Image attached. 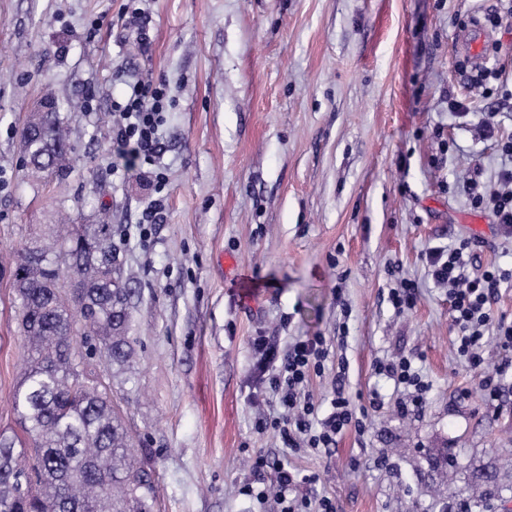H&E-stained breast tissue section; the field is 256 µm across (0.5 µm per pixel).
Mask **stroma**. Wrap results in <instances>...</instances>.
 I'll list each match as a JSON object with an SVG mask.
<instances>
[{"label": "stroma", "instance_id": "1", "mask_svg": "<svg viewBox=\"0 0 512 512\" xmlns=\"http://www.w3.org/2000/svg\"><path fill=\"white\" fill-rule=\"evenodd\" d=\"M497 2L143 0L144 53L115 22L122 0H0V431H21L11 263L60 212L93 224L107 209L137 290L135 354L89 367L155 473L154 512H277L242 492L275 480L252 469L259 453L319 474L300 491L336 512H464L476 483L484 512L512 505V371L497 374L492 337L483 367L459 358L448 290L425 261L471 237L478 266L512 267V237L487 212L473 236L462 189L472 164L489 188L512 165L500 150L512 139V22L487 33L497 76L485 88L458 49ZM141 74L164 77L171 95L160 193L152 166L112 172V103ZM48 94L86 107L65 114L72 171L32 181L18 130ZM159 196L162 222L141 238ZM404 279L419 294L400 312L389 291ZM314 335L339 339L308 384L320 415L340 386L367 407L366 428L327 454H287L255 430L277 405L254 373L253 339L283 348ZM398 357L429 384L423 412L401 413L411 389L374 370ZM487 376L493 402L479 390Z\"/></svg>", "mask_w": 512, "mask_h": 512}]
</instances>
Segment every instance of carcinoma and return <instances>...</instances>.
Segmentation results:
<instances>
[{"mask_svg":"<svg viewBox=\"0 0 512 512\" xmlns=\"http://www.w3.org/2000/svg\"><path fill=\"white\" fill-rule=\"evenodd\" d=\"M23 139L35 178L72 168L69 131L57 99ZM112 225L73 224L51 243L39 239L13 262L18 334L26 353L13 405L25 439L0 433V512H152L155 486L139 465L109 387L82 370L81 347L107 365L132 356L129 336L136 290L119 262ZM82 285L75 307L60 287ZM91 320L80 322L81 309Z\"/></svg>","mask_w":512,"mask_h":512,"instance_id":"obj_1","label":"carcinoma"}]
</instances>
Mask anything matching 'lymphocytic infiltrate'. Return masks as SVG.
<instances>
[{
  "mask_svg": "<svg viewBox=\"0 0 512 512\" xmlns=\"http://www.w3.org/2000/svg\"><path fill=\"white\" fill-rule=\"evenodd\" d=\"M168 102L166 82L146 76L128 81L121 99L112 103L117 116L112 126V149L116 157L127 170L139 163L155 166L156 184L161 188L166 185V176L158 169L165 154L161 128ZM466 191L473 209L492 212L504 231L512 233V169L500 171L496 188L484 190L472 180L467 183ZM472 244V239L464 238L449 248H431L425 260L434 282L448 289L449 313L458 329L454 339L457 353L476 369L484 363L482 340L486 327L495 326L501 347L512 349V321L495 316L493 311L498 289L512 282V268L493 265L478 275H467L465 269L474 258ZM253 348L254 368L266 389L277 395L281 407L272 419L258 423V433L278 434L287 448L307 446L327 450L335 447L338 436L346 430L363 432L366 407L355 406L339 392L330 402L329 413L322 417L307 389L311 375L323 372L329 356L325 337L302 336L282 350L260 336L254 339ZM252 467L258 472L274 468L279 512H336L330 498L293 496V488L315 483L316 475L301 474L281 462L269 463L261 454L255 457Z\"/></svg>",
  "mask_w": 512,
  "mask_h": 512,
  "instance_id": "f902f5d3",
  "label": "lymphocytic infiltrate"
}]
</instances>
